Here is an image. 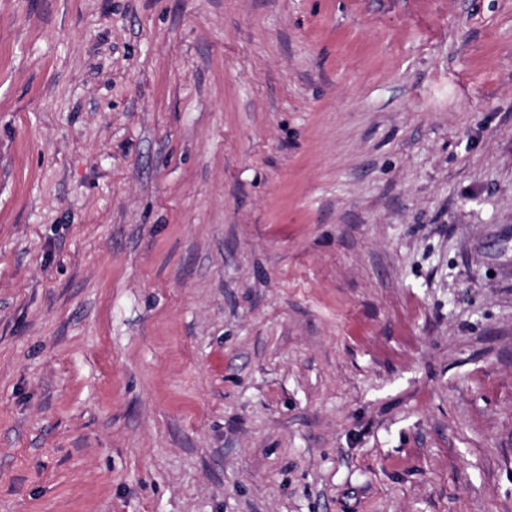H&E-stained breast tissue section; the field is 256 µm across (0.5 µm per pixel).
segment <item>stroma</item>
<instances>
[{"label":"stroma","mask_w":512,"mask_h":512,"mask_svg":"<svg viewBox=\"0 0 512 512\" xmlns=\"http://www.w3.org/2000/svg\"><path fill=\"white\" fill-rule=\"evenodd\" d=\"M0 512H512V0H0Z\"/></svg>","instance_id":"obj_1"}]
</instances>
